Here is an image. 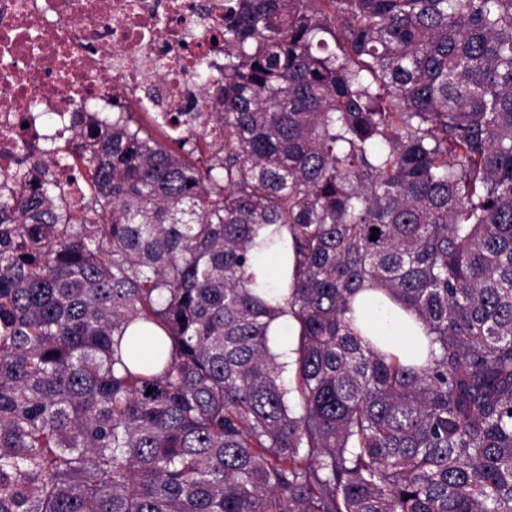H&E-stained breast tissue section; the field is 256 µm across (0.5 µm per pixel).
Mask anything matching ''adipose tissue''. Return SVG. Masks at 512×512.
Here are the masks:
<instances>
[{
    "label": "adipose tissue",
    "instance_id": "obj_1",
    "mask_svg": "<svg viewBox=\"0 0 512 512\" xmlns=\"http://www.w3.org/2000/svg\"><path fill=\"white\" fill-rule=\"evenodd\" d=\"M252 255L261 289L280 291L292 273L286 258L260 246L254 247ZM351 309L355 327L377 346L406 359L427 351L423 324L381 293L370 289L359 291L351 299Z\"/></svg>",
    "mask_w": 512,
    "mask_h": 512
}]
</instances>
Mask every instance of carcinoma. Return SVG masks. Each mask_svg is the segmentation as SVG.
I'll return each mask as SVG.
<instances>
[{"mask_svg":"<svg viewBox=\"0 0 512 512\" xmlns=\"http://www.w3.org/2000/svg\"><path fill=\"white\" fill-rule=\"evenodd\" d=\"M223 41L158 136L79 112L0 175V512H512V0H224ZM252 255L262 290L278 292L287 278L290 282L292 267L289 255L288 264L285 257L270 253L262 246L254 247ZM356 328L379 347L400 355L405 360L427 354L426 331L414 315L405 312L381 293L361 290L351 298ZM298 335V324L295 318L287 314L282 316L270 325L269 336L277 343L279 349V360L287 363L294 360L293 336Z\"/></svg>","mask_w":512,"mask_h":512,"instance_id":"carcinoma-1","label":"carcinoma"}]
</instances>
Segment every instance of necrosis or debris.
<instances>
[{
  "label": "necrosis or debris",
  "mask_w": 512,
  "mask_h": 512,
  "mask_svg": "<svg viewBox=\"0 0 512 512\" xmlns=\"http://www.w3.org/2000/svg\"><path fill=\"white\" fill-rule=\"evenodd\" d=\"M223 15L224 0H0V174L89 107L181 111L207 88L196 58L224 60Z\"/></svg>",
  "instance_id": "necrosis-or-debris-1"
}]
</instances>
